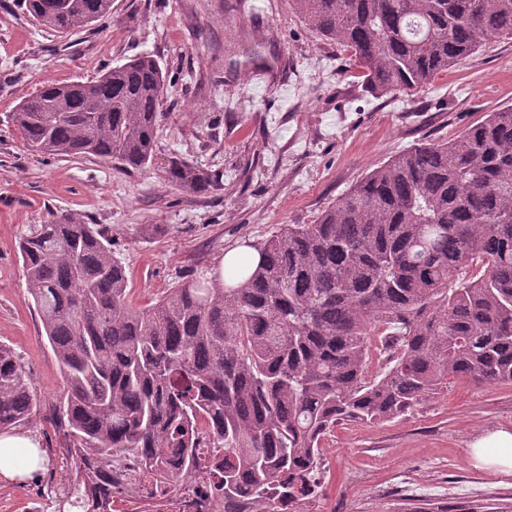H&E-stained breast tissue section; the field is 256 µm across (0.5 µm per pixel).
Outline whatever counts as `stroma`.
I'll return each instance as SVG.
<instances>
[{"label":"stroma","mask_w":512,"mask_h":512,"mask_svg":"<svg viewBox=\"0 0 512 512\" xmlns=\"http://www.w3.org/2000/svg\"><path fill=\"white\" fill-rule=\"evenodd\" d=\"M154 56L165 75L153 164L31 152L10 114L43 85L88 83ZM512 107V39L492 38L425 88L377 97L349 53L299 18L291 0H113L112 14L66 37L18 0H0V343L18 355L42 406L24 432L49 449L37 475L0 480V512H32L36 480L67 479L50 419L64 376L27 292L18 240L29 224L75 214L104 224L138 304L183 277L217 275L225 252L311 224L372 170L421 139L447 140ZM224 176L218 192L168 183L173 156ZM150 224L168 232L154 236ZM512 428V384L452 378L409 414L346 422L322 443L314 512H512V476L472 466L471 442Z\"/></svg>","instance_id":"stroma-1"}]
</instances>
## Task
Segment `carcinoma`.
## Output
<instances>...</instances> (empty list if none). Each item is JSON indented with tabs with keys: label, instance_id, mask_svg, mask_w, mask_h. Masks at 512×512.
I'll use <instances>...</instances> for the list:
<instances>
[{
	"label": "carcinoma",
	"instance_id": "obj_1",
	"mask_svg": "<svg viewBox=\"0 0 512 512\" xmlns=\"http://www.w3.org/2000/svg\"><path fill=\"white\" fill-rule=\"evenodd\" d=\"M382 96L416 91L512 38V0H292ZM42 28L68 35L112 0H20ZM164 75L142 55L90 83H57L11 121L33 151L95 156L124 170L152 163ZM198 191L220 177L180 156L165 170ZM100 224L73 214L30 224L23 275L66 387L75 512L126 494L118 461L163 498L188 475L223 512H306L319 497L321 443L344 421L407 414L464 377L512 382V108L448 141H420L368 173L314 224L255 246L228 280L182 279L147 307ZM383 363L372 371L373 345ZM39 398L0 344V431L29 425Z\"/></svg>",
	"mask_w": 512,
	"mask_h": 512
}]
</instances>
